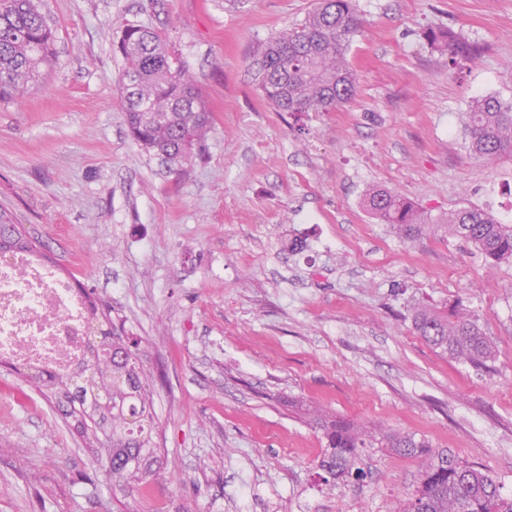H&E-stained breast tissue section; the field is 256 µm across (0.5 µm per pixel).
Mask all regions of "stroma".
<instances>
[{
	"label": "stroma",
	"mask_w": 512,
	"mask_h": 512,
	"mask_svg": "<svg viewBox=\"0 0 512 512\" xmlns=\"http://www.w3.org/2000/svg\"><path fill=\"white\" fill-rule=\"evenodd\" d=\"M316 0H39L56 62L0 99V206L136 341L162 466L106 484L54 401L0 364V512H402L419 465L361 451L360 480L324 484L315 412L415 435L512 497V264L365 209L376 186L437 223L512 210V161L470 154L471 102L512 100V0H356L355 96L275 111L249 64ZM155 30L213 117L168 167L129 136L117 32ZM480 55L450 64L427 28ZM301 239V252L288 250ZM462 303L497 355L476 368L416 333L414 306Z\"/></svg>",
	"instance_id": "stroma-1"
}]
</instances>
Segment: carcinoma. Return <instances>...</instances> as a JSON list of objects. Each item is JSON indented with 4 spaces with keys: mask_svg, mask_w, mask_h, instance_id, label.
<instances>
[{
    "mask_svg": "<svg viewBox=\"0 0 512 512\" xmlns=\"http://www.w3.org/2000/svg\"><path fill=\"white\" fill-rule=\"evenodd\" d=\"M361 27L353 0H319L300 25L273 37L253 59L262 96L276 111L293 115L327 112L352 99L358 77L347 53ZM425 39L448 51L455 66L480 52L476 44L451 33L432 30ZM117 48L125 63L121 85L131 137L156 155L164 152L178 163L189 160L192 154L183 153L184 138L192 136L200 148L212 124L199 89L156 33L126 24ZM53 61V34L35 0H0V98L38 80ZM466 132L474 156L489 162L511 158L512 101L495 96L475 101L467 112ZM365 207L380 223L409 238L429 226L418 206L387 188L372 189ZM439 228L472 243L495 265L512 262V225L481 209L460 208ZM0 251L35 252L33 241L2 208ZM85 298L90 323L100 336L90 343L89 360L67 377L40 370H28L25 376L53 396L76 432L100 452L104 481L132 489L146 483L160 461L152 388L136 344L112 323L108 308L89 293ZM412 323L419 336L458 363L477 367L495 357L478 320L461 304L448 307L446 314L418 307ZM315 422L326 440L319 467L333 481L362 477L359 451L376 441L420 463V485L403 512H512V498L502 496L492 475L454 455L433 454L424 440L405 433L367 432L340 417L320 416Z\"/></svg>",
    "mask_w": 512,
    "mask_h": 512,
    "instance_id": "carcinoma-1",
    "label": "carcinoma"
}]
</instances>
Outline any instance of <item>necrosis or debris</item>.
I'll return each instance as SVG.
<instances>
[{"label":"necrosis or debris","mask_w":512,"mask_h":512,"mask_svg":"<svg viewBox=\"0 0 512 512\" xmlns=\"http://www.w3.org/2000/svg\"><path fill=\"white\" fill-rule=\"evenodd\" d=\"M88 334L69 280L23 254L0 258V361L65 376L85 362Z\"/></svg>","instance_id":"necrosis-or-debris-1"}]
</instances>
